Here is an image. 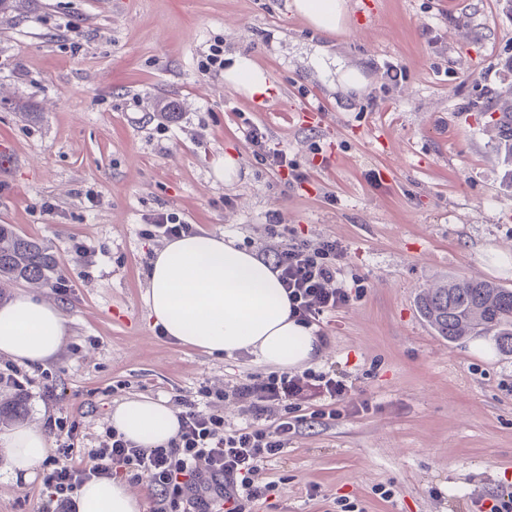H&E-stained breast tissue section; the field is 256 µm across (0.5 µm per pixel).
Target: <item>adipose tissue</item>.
<instances>
[{"instance_id":"adipose-tissue-1","label":"adipose tissue","mask_w":512,"mask_h":512,"mask_svg":"<svg viewBox=\"0 0 512 512\" xmlns=\"http://www.w3.org/2000/svg\"><path fill=\"white\" fill-rule=\"evenodd\" d=\"M293 10L316 32L343 31L345 0H292ZM226 85L260 99L270 85L266 72L244 55L224 70ZM145 302L154 325L175 342L208 354L252 355L260 364L297 370L321 356L323 343L312 327L297 323L287 293L270 264L237 248L223 235L202 230L156 250L146 272ZM67 319L57 305L30 293L0 305V355L26 365L57 358ZM112 428L146 448L167 443L179 430L167 400L148 397L119 403ZM48 452L41 429L19 423L0 432V468L32 481ZM72 512H146V503L127 481L93 477L73 494Z\"/></svg>"}]
</instances>
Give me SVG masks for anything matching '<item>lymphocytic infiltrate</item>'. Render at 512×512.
<instances>
[{
  "label": "lymphocytic infiltrate",
  "instance_id": "obj_1",
  "mask_svg": "<svg viewBox=\"0 0 512 512\" xmlns=\"http://www.w3.org/2000/svg\"><path fill=\"white\" fill-rule=\"evenodd\" d=\"M245 136L262 164L300 179L294 160L286 150L269 147L257 125H248ZM268 251L297 321L318 326L325 316L349 306L352 295L338 283L347 254L341 243L326 240L313 248L302 241L281 240ZM234 394L249 401L253 423L226 426L221 410L223 390L202 385L195 396H180L181 425L167 444L143 448L116 430H107L105 444L88 451L98 462L91 471L74 464L73 446L55 449L52 467L45 475L48 495L41 512H68L73 491L91 476L110 477L126 471L149 475L156 495L155 512H251L267 493L265 487L255 485L254 473L283 453L295 428L286 414L289 400L301 396L323 400L324 408L317 411L321 417H335V406L343 401L355 411L369 408L367 401L351 400L348 385L333 373H272L258 382L237 384ZM263 418L268 421L264 427L259 424ZM203 473L208 480L201 484L197 477Z\"/></svg>",
  "mask_w": 512,
  "mask_h": 512
}]
</instances>
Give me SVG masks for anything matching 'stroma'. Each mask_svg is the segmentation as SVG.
Returning <instances> with one entry per match:
<instances>
[{
  "mask_svg": "<svg viewBox=\"0 0 512 512\" xmlns=\"http://www.w3.org/2000/svg\"><path fill=\"white\" fill-rule=\"evenodd\" d=\"M292 0H21L0 13V224L45 242L56 289L5 284L58 304L68 336L45 366L19 365L22 421L76 463L102 446L113 408L227 391L224 420L251 422L231 391L271 368L164 336L148 317L146 271L165 246L154 214L224 234L264 256L268 212L286 237L347 248L342 279L361 286L323 324L310 370L345 379L370 408L316 419L291 406L288 445L256 473L271 485L255 512H472L512 488V355L480 358L418 309L453 278L512 288V180L494 149L493 102L512 95L505 0H346L347 27L311 28ZM269 75V110L198 64L214 41ZM329 59L361 67L363 94L334 86ZM258 125L305 176L258 164L242 133ZM235 153L238 178L215 167ZM95 201H87V193ZM87 250L75 252V242ZM42 478L0 474V512H38Z\"/></svg>",
  "mask_w": 512,
  "mask_h": 512,
  "instance_id": "stroma-1",
  "label": "stroma"
}]
</instances>
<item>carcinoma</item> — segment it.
I'll list each match as a JSON object with an SVG mask.
<instances>
[{
  "instance_id": "1",
  "label": "carcinoma",
  "mask_w": 512,
  "mask_h": 512,
  "mask_svg": "<svg viewBox=\"0 0 512 512\" xmlns=\"http://www.w3.org/2000/svg\"><path fill=\"white\" fill-rule=\"evenodd\" d=\"M496 151L512 166V100L498 104ZM56 260L41 242L0 224V281L52 282ZM424 319L437 335L455 342L469 333L494 338L512 353V289L481 279H452L419 298Z\"/></svg>"
}]
</instances>
